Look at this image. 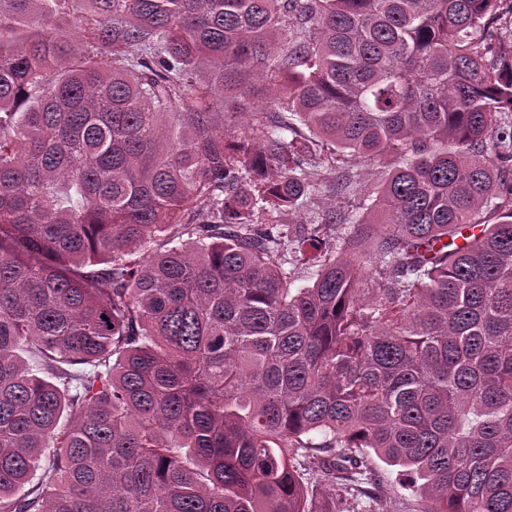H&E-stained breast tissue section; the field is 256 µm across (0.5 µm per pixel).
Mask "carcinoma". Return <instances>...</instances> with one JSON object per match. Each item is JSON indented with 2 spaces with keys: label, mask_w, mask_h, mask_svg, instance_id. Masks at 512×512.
<instances>
[{
  "label": "carcinoma",
  "mask_w": 512,
  "mask_h": 512,
  "mask_svg": "<svg viewBox=\"0 0 512 512\" xmlns=\"http://www.w3.org/2000/svg\"><path fill=\"white\" fill-rule=\"evenodd\" d=\"M502 2L0 0V512H512ZM317 157L319 161H323L324 167L328 168L327 184L336 180L344 185L342 192L335 198L337 208L340 207V210L355 209L367 188L374 189L388 177V167L370 165L350 155L338 156L327 145L317 150ZM377 463V512H420L423 502L412 495L407 480L397 472L375 458Z\"/></svg>",
  "instance_id": "1"
}]
</instances>
